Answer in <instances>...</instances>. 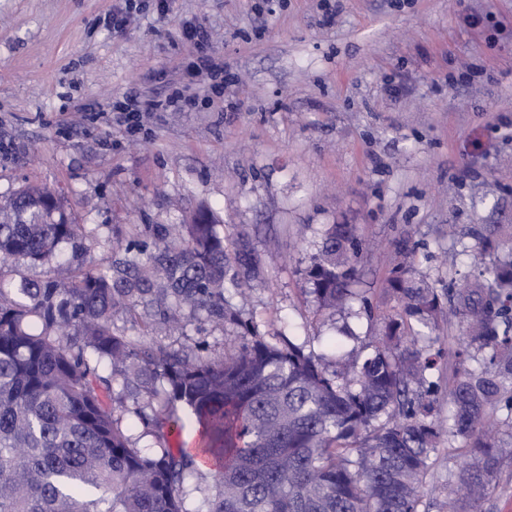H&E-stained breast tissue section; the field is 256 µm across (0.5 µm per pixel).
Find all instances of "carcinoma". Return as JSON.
<instances>
[{
    "label": "carcinoma",
    "mask_w": 512,
    "mask_h": 512,
    "mask_svg": "<svg viewBox=\"0 0 512 512\" xmlns=\"http://www.w3.org/2000/svg\"><path fill=\"white\" fill-rule=\"evenodd\" d=\"M476 239L477 273L446 304L411 264H395L385 292L397 313L363 359L328 365L241 320L226 294L244 296L255 264L212 210L135 227L112 264L93 270L81 262L85 225L56 192L21 187L0 203V260L52 267L63 244L70 255L62 275L0 281V512H418L443 435L467 449L448 512L478 506L512 428V238ZM358 255L353 225H327L306 271L318 311L355 314ZM139 305L164 326L187 308L246 339L221 359L141 344L112 325ZM446 316L460 338L448 350L444 420L437 361L419 343ZM180 407L198 452L169 446ZM130 411L154 439L150 454L122 428ZM194 492L206 510L190 506Z\"/></svg>",
    "instance_id": "1"
}]
</instances>
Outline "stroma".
Wrapping results in <instances>:
<instances>
[{
  "label": "stroma",
  "mask_w": 512,
  "mask_h": 512,
  "mask_svg": "<svg viewBox=\"0 0 512 512\" xmlns=\"http://www.w3.org/2000/svg\"><path fill=\"white\" fill-rule=\"evenodd\" d=\"M158 2L0 0V201L55 189L89 233L86 268L111 265L135 226L205 204L226 238L246 233L257 263L244 321L361 357L397 311L383 291L390 248L444 295L470 272L474 230L512 235V0ZM185 21L208 31L222 93L191 83ZM188 84L194 104L144 114L137 132L113 115ZM336 223L357 227L372 308L343 325L318 313L305 275ZM113 326L211 358L238 335L194 315L172 334L125 315ZM462 454L440 439L420 512H443ZM477 512H512V444Z\"/></svg>",
  "instance_id": "1"
}]
</instances>
